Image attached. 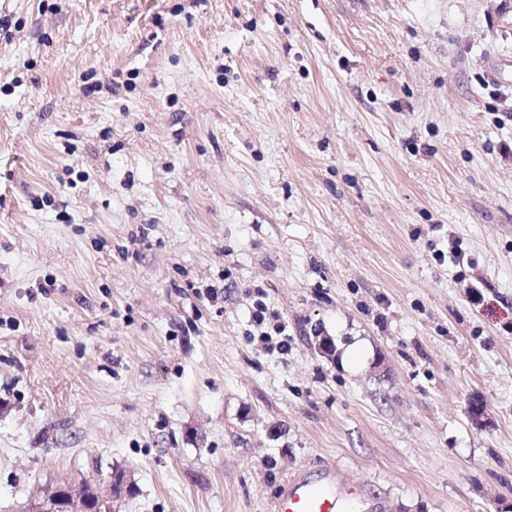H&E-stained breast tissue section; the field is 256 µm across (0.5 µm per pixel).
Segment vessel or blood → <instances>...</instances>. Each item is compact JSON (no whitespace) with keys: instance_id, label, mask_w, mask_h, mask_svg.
I'll use <instances>...</instances> for the list:
<instances>
[{"instance_id":"1","label":"vessel or blood","mask_w":512,"mask_h":512,"mask_svg":"<svg viewBox=\"0 0 512 512\" xmlns=\"http://www.w3.org/2000/svg\"><path fill=\"white\" fill-rule=\"evenodd\" d=\"M361 493V488L339 479L335 469L328 468L316 480L304 475L289 480L275 499L273 512H345Z\"/></svg>"}]
</instances>
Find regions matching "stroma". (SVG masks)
<instances>
[{"label": "stroma", "mask_w": 512, "mask_h": 512, "mask_svg": "<svg viewBox=\"0 0 512 512\" xmlns=\"http://www.w3.org/2000/svg\"><path fill=\"white\" fill-rule=\"evenodd\" d=\"M3 18L0 512H512V0ZM361 494V488L339 479L336 470L328 468L317 480L305 475L289 480L275 499L273 512H345ZM112 478L98 487H94L93 492L102 503H108L112 507V503L121 497L122 493L128 492L130 484H127L125 474H112ZM42 498L35 504L34 511L43 512L49 507V512H52L56 503L63 502L65 512H92L90 509L91 501L84 492V487L58 485Z\"/></svg>", "instance_id": "obj_1"}]
</instances>
